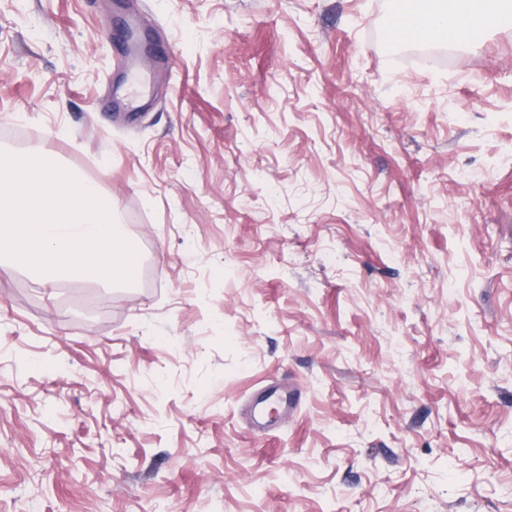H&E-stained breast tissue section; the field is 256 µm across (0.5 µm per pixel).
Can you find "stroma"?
I'll use <instances>...</instances> for the list:
<instances>
[{
  "label": "stroma",
  "instance_id": "obj_1",
  "mask_svg": "<svg viewBox=\"0 0 512 512\" xmlns=\"http://www.w3.org/2000/svg\"><path fill=\"white\" fill-rule=\"evenodd\" d=\"M396 15L0 0V149L140 251L131 286L0 269V512H512V22L427 67ZM131 21L168 66L124 120Z\"/></svg>",
  "mask_w": 512,
  "mask_h": 512
}]
</instances>
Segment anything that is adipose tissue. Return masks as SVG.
<instances>
[{"mask_svg":"<svg viewBox=\"0 0 512 512\" xmlns=\"http://www.w3.org/2000/svg\"><path fill=\"white\" fill-rule=\"evenodd\" d=\"M412 19V35L421 41L468 45L480 40L512 0H420Z\"/></svg>","mask_w":512,"mask_h":512,"instance_id":"ef3b65f1","label":"adipose tissue"}]
</instances>
